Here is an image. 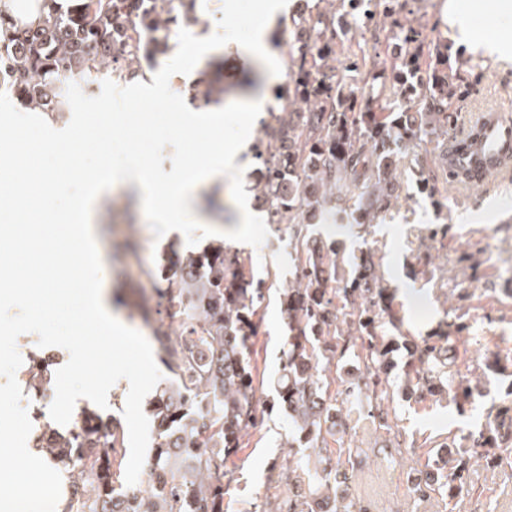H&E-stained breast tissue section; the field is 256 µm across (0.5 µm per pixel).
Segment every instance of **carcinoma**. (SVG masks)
<instances>
[{"mask_svg":"<svg viewBox=\"0 0 512 512\" xmlns=\"http://www.w3.org/2000/svg\"><path fill=\"white\" fill-rule=\"evenodd\" d=\"M358 29L398 40L403 54L381 59L377 47L358 48L354 58L337 57L336 14L313 11L293 22L312 32V43H288V102L251 147L255 195L268 203L266 220L288 225L293 257L288 285L272 289L246 271L242 251L220 239L147 272L156 305L178 317V329L137 304L151 329L159 362L169 378L149 402L154 423L147 458L149 492L129 491L113 471L123 433L115 421L86 408L64 435L35 436L48 463L66 474L70 487L63 512H224V461L241 448L258 420L251 348L262 323L263 304L276 294L288 328L281 354L283 381L268 410L288 413V467L279 472L300 489L265 500L255 512H356L346 488L363 463V449L345 448L337 461L325 453L327 437L348 435V418L365 413L392 433L394 399L448 400L465 413L487 396L488 375L512 378V356L486 355L466 373L448 375L454 344L470 325L454 318L432 336H408L392 313L390 289L371 254L356 258L353 276L340 274L346 259L334 240L314 233L329 221L366 229L379 223L400 197L398 162L416 152L421 190L434 203L429 172L446 171L448 154L473 155L480 130L448 137L460 96V60L448 40L427 44L420 30L401 17V0H348ZM195 0H68L38 26L18 28L0 15V27L14 33L0 39V88L24 107L58 112L69 83L97 84L103 78L129 83L144 76L141 61L171 50L172 27L195 21ZM126 48L112 55V45ZM438 142L443 158L420 151ZM288 160H283V149ZM487 172L480 159L457 170L461 185L477 186ZM342 304H336V300ZM388 321L397 331L380 334ZM361 364L346 378L348 355ZM48 361L29 369L48 385ZM336 392L328 391L329 382ZM512 420V382L491 399L486 423L467 443L436 452L440 477L410 490L453 500L476 490L470 468L512 463V436L501 423Z\"/></svg>","mask_w":512,"mask_h":512,"instance_id":"carcinoma-1","label":"carcinoma"}]
</instances>
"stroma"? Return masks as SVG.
<instances>
[{
  "label": "stroma",
  "instance_id": "stroma-1",
  "mask_svg": "<svg viewBox=\"0 0 512 512\" xmlns=\"http://www.w3.org/2000/svg\"><path fill=\"white\" fill-rule=\"evenodd\" d=\"M462 15H473L478 27L468 42H461L457 26L442 24L449 42L461 44L462 68L474 88L458 104L452 132H459L481 108L498 104L512 109V13H504L500 0H407L403 16L419 26L442 16L446 2ZM204 18L191 24L193 35L223 43L225 27H232L239 44H246L252 27L263 15V0H208ZM249 63L242 53L208 58L193 78L173 74L170 89L186 96L221 79L223 96L241 100L249 77ZM413 157H405L401 179L406 199L390 210L380 224L356 235L341 223L320 224L316 231L336 239L347 251L371 252L393 292L392 306L402 318L403 331L425 336L438 330L447 315L463 316L470 335L456 344L457 357L471 362L488 353L512 354V180L498 181L495 191L477 186L467 189L438 176L439 204L418 192ZM254 182L247 170L225 174V184L206 195L214 221L233 222L234 202L240 192L251 191ZM100 236L105 250L102 280L113 292L136 296L150 288L148 270L159 254L178 242L181 251L202 249L217 230L202 233L192 222L181 224L175 234L155 223L147 203L126 189L116 190L101 202ZM255 275L275 274L278 286L288 283V228L283 224H256L251 236L238 241ZM288 341V329L277 301L263 310V322L254 339L256 402L266 406L281 376L280 353ZM396 417L410 449L404 462L382 453L387 436L363 417L351 421L356 444L370 451L349 486L350 495L364 512H512V466L479 463L468 482L476 495L447 501L411 492L408 471L417 476L434 472L432 450L448 434L462 437L485 421L484 406L459 414L443 402H400ZM292 426L284 412L264 417L249 429L236 455L225 462L230 480L224 488V512H253L255 503L283 493L272 463H286L285 444Z\"/></svg>",
  "mask_w": 512,
  "mask_h": 512
}]
</instances>
